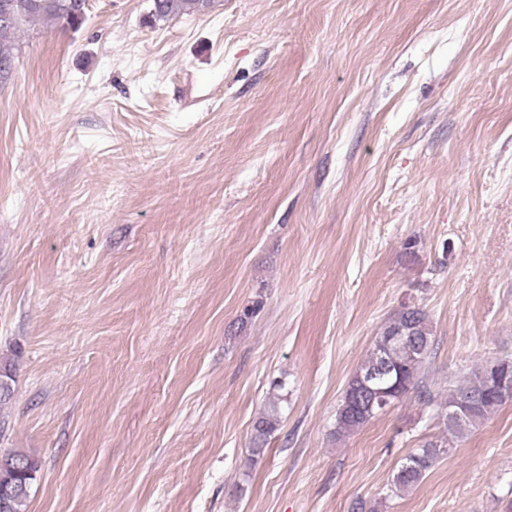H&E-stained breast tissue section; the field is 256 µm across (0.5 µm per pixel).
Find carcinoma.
<instances>
[{
  "label": "carcinoma",
  "mask_w": 512,
  "mask_h": 512,
  "mask_svg": "<svg viewBox=\"0 0 512 512\" xmlns=\"http://www.w3.org/2000/svg\"><path fill=\"white\" fill-rule=\"evenodd\" d=\"M73 0H0V12L9 6L15 21L9 27L0 25V71L11 67V51L18 34L36 20L63 21L78 25L84 15L72 9ZM214 0H154V16L167 21L183 15L204 13L211 9ZM403 332L410 338L411 349H389L378 354L384 337L394 332ZM434 333L426 311L416 305H405L383 325L375 336L364 360L347 382L344 396L336 409V437H344L368 424L379 415L386 413L392 404L373 403L372 408L357 412L352 406V394L360 380L378 372L379 367L387 368L385 375L378 379L379 386L399 393L405 398L415 387H420L419 397L423 403L434 401L432 390L419 386L420 375L425 362L431 355ZM12 379L9 365L0 364V405L11 400L13 390L8 380ZM512 387V359H486L471 367L462 378L448 389L445 405L455 410L462 400L469 402L466 412L459 418L445 419L448 436L437 441H428L422 447L408 454L401 462L390 484V491L403 492L414 488L433 467L441 455L453 449L455 440L463 437L470 428L482 423L499 408L512 403V396L506 397L499 391L501 383ZM284 383L277 382L273 389L277 393L268 400L263 411L252 425L250 456L264 455L269 440L278 430L282 420V403L286 396L279 394ZM39 470L38 462L27 454L10 450L0 454V488L8 486L11 495L6 507L0 512H26L31 486Z\"/></svg>",
  "instance_id": "cac0c4a2"
}]
</instances>
